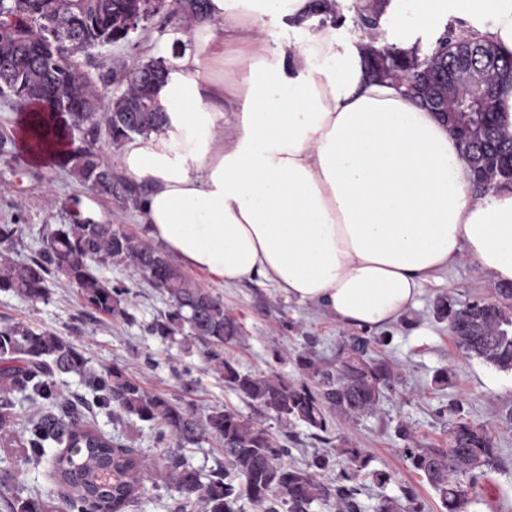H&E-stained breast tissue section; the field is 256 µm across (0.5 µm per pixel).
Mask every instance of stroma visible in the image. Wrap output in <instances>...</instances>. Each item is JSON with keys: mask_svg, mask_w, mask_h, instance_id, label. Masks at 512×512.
Masks as SVG:
<instances>
[{"mask_svg": "<svg viewBox=\"0 0 512 512\" xmlns=\"http://www.w3.org/2000/svg\"><path fill=\"white\" fill-rule=\"evenodd\" d=\"M448 26L458 35L468 28L467 22L454 17L422 28L396 10L384 25L385 40L396 44L418 38L428 43ZM175 41L191 47L192 35L185 31L179 14L163 12L146 20L127 40L99 49L89 69L97 75L130 69L155 58L160 45ZM21 119L17 102L0 95V134L8 138L0 149V224L20 222L25 226L13 253L16 261L34 255L47 227L71 223L78 214L97 221L112 218L129 231L141 233L139 210L81 189L60 165L30 161L17 141ZM101 274L123 282L134 293L130 320L91 311L75 288L60 284L46 301L36 303L0 292V325L21 320L69 337L93 368L115 362L128 365L148 390L194 402L199 413L223 407L258 419L253 407L208 370L199 342L182 334L163 340L142 333V323L169 311L166 296L133 270L105 267ZM196 278L218 294L241 323L242 338L227 353L242 372L295 376L293 354L309 346L318 360L335 361L342 341L357 332L356 327L338 322L318 306L288 298L267 281L226 285L202 272ZM490 285L471 264L459 262L424 284L416 305L390 324L393 339L376 353L392 360L400 374L398 384L386 392L376 415L337 421L332 433L334 446L353 441L368 455V474L362 479L360 495L364 512H373L378 495L398 498L409 486L423 502L425 512H444L438 493L404 458V443L396 428L407 424L421 447L441 448L447 442L449 425L461 419L487 429L494 447L500 450L498 468L482 480V489L467 512H512V428L506 424L512 414V371L466 357L453 341L447 323L438 321L434 313L437 301L445 297L460 306L490 298ZM442 368L451 371V383L438 388L432 378ZM96 423L139 455L157 456L149 423L122 425L104 410L98 411ZM375 471L390 474L385 487L372 480Z\"/></svg>", "mask_w": 512, "mask_h": 512, "instance_id": "stroma-1", "label": "stroma"}]
</instances>
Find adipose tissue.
I'll list each match as a JSON object with an SVG mask.
<instances>
[{
	"mask_svg": "<svg viewBox=\"0 0 512 512\" xmlns=\"http://www.w3.org/2000/svg\"><path fill=\"white\" fill-rule=\"evenodd\" d=\"M193 49L164 50L161 129L120 166L146 183L147 236L227 285L262 278L347 325L379 329L424 283L466 260L512 282V189L476 195L434 113L364 68L366 34L306 21L312 0H210ZM413 20L469 22L512 55V0H413ZM232 72H225V65Z\"/></svg>",
	"mask_w": 512,
	"mask_h": 512,
	"instance_id": "ef3b65f1",
	"label": "adipose tissue"
}]
</instances>
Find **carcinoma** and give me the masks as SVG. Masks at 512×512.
I'll list each match as a JSON object with an SVG mask.
<instances>
[{
	"label": "carcinoma",
	"instance_id": "obj_1",
	"mask_svg": "<svg viewBox=\"0 0 512 512\" xmlns=\"http://www.w3.org/2000/svg\"><path fill=\"white\" fill-rule=\"evenodd\" d=\"M187 28L205 16L207 0H175ZM390 0H371L357 6L354 25L360 31L377 26ZM9 15L0 14V94L20 105H38L29 134L36 146L61 140L71 148L60 161L80 185L115 198L125 206L142 208L144 194L131 181L112 172L101 156V143L117 149L134 135L158 130L163 115L155 106L158 80L144 73L153 59L125 73L127 88L108 90L113 78L96 76L89 60L105 45L126 39L128 20L151 9L147 0H9ZM454 38L445 26L431 44L417 39L410 50L397 44L371 45L365 65L375 80L395 81L410 71H422L446 61V40ZM51 42L61 45L46 54ZM503 98L484 101L475 96L460 121L475 124L484 111L493 113L486 124L489 147L485 158L501 163L512 159V128L503 120ZM82 133L80 142L75 132ZM21 224H0V291L29 301L48 299L51 288L63 282L77 289L84 305L98 313L131 318L132 291L122 283L101 278L95 265L131 268L167 296L171 310L144 326L151 336L172 337L183 331L203 347L208 369L224 380L250 405L281 426L294 422L312 429V437L331 443L336 419L353 421L377 412L384 391L399 374L391 361L374 356L391 336H370L368 329L346 337L336 363L322 366L310 349L298 352L299 378L244 373L224 354L242 333L238 319L222 298L190 277L174 259L121 224L86 218L48 229L42 247L25 263L11 257L21 241ZM437 319L448 322L456 345L468 356L503 371H512V287L493 285V297L456 307L440 300ZM74 374L83 379L92 399L64 393L60 379ZM24 394L32 413L17 410L15 394ZM109 408L121 423L148 422L162 448L158 459L124 448L100 431L94 408ZM215 442L224 463L207 477L191 466L184 454L206 440ZM53 460L54 488L48 492L19 486L0 476V512H128L139 506L146 481L160 478L179 493L177 512H243L246 500L258 512H362L358 479L366 451L355 445L316 451L305 466L286 462L291 449L271 428L227 408L200 415L189 402L150 392L114 363L97 371L74 343L24 321L0 326V452L39 465L48 449ZM404 458L439 493L446 512H464L476 495L478 479L498 466L490 433L465 421L448 429L444 448L402 449ZM341 465L336 480L324 472ZM375 512H423L418 495L404 491V500L382 496Z\"/></svg>",
	"mask_w": 512,
	"mask_h": 512
}]
</instances>
